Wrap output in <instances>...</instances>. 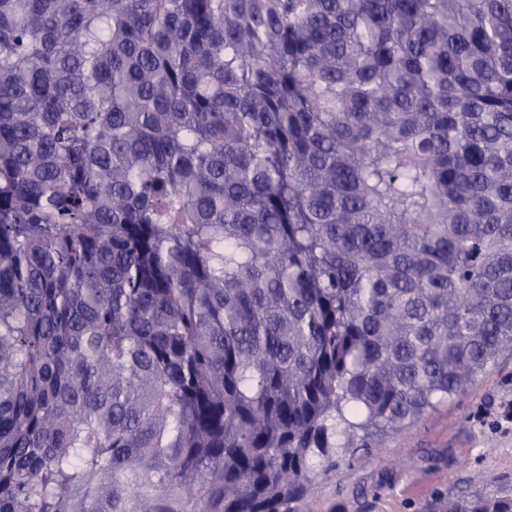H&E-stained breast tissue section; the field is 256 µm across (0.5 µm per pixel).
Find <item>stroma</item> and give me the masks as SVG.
I'll return each mask as SVG.
<instances>
[{"label":"stroma","instance_id":"obj_1","mask_svg":"<svg viewBox=\"0 0 512 512\" xmlns=\"http://www.w3.org/2000/svg\"><path fill=\"white\" fill-rule=\"evenodd\" d=\"M478 493L512 494V353L465 393L365 448L337 449L316 464L300 512H432Z\"/></svg>","mask_w":512,"mask_h":512}]
</instances>
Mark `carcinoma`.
<instances>
[{"mask_svg": "<svg viewBox=\"0 0 512 512\" xmlns=\"http://www.w3.org/2000/svg\"><path fill=\"white\" fill-rule=\"evenodd\" d=\"M506 352L512 0H0V512H296Z\"/></svg>", "mask_w": 512, "mask_h": 512, "instance_id": "carcinoma-1", "label": "carcinoma"}]
</instances>
